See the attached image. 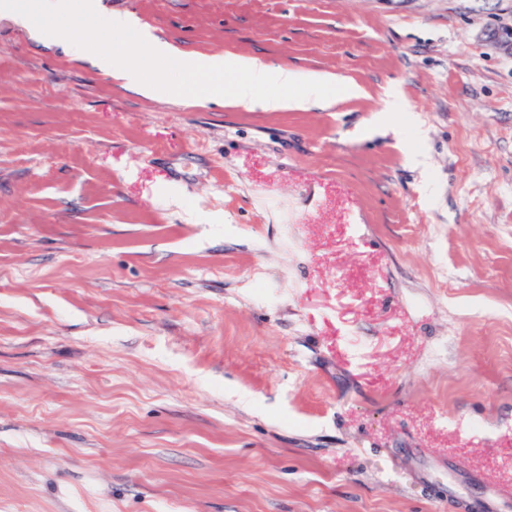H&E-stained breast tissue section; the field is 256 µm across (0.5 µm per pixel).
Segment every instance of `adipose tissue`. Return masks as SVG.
Here are the masks:
<instances>
[{
    "instance_id": "ef3b65f1",
    "label": "adipose tissue",
    "mask_w": 512,
    "mask_h": 512,
    "mask_svg": "<svg viewBox=\"0 0 512 512\" xmlns=\"http://www.w3.org/2000/svg\"><path fill=\"white\" fill-rule=\"evenodd\" d=\"M18 23L37 31L39 41L59 40L64 28H88L100 22L97 0H40L36 6L19 4L15 7ZM108 24L113 33L131 37L132 43L144 49L153 59L166 61L177 58L187 75H206L213 82L209 92L215 97H228L230 105L246 110L279 112L287 109L306 110L325 106L330 97L326 93L333 76L320 72H299L277 66L257 56H227L214 54L199 56L175 46L150 30L144 29L128 16L112 15ZM99 67L128 86L152 95L185 96L183 87L161 78L142 81L140 71L128 53L106 51L97 57ZM233 76L230 86L219 83L223 76Z\"/></svg>"
}]
</instances>
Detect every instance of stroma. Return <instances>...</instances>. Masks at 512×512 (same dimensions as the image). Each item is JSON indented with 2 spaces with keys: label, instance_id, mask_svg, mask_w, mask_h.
<instances>
[{
  "label": "stroma",
  "instance_id": "35a3bbf8",
  "mask_svg": "<svg viewBox=\"0 0 512 512\" xmlns=\"http://www.w3.org/2000/svg\"><path fill=\"white\" fill-rule=\"evenodd\" d=\"M99 5H0V512H512V0ZM115 14L364 93L146 97ZM39 1L33 7L26 4L15 5V16L18 23L36 29L37 39L41 42H55L65 32L58 25L43 20L44 16L67 21L68 29L94 27L100 22L99 0H85L79 5L70 0ZM99 67L112 77L125 81L129 87L139 89L152 95H167L170 97L186 96V90L175 86L163 78H155L148 83L140 79V71L127 52L106 51L97 56Z\"/></svg>",
  "mask_w": 512,
  "mask_h": 512
}]
</instances>
